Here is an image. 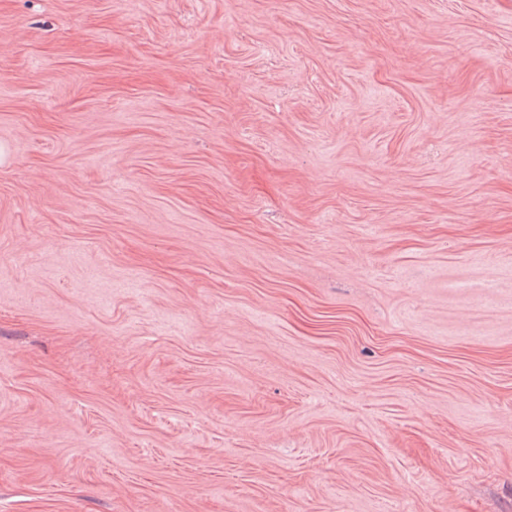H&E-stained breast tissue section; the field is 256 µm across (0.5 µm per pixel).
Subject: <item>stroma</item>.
Segmentation results:
<instances>
[{"label":"stroma","mask_w":512,"mask_h":512,"mask_svg":"<svg viewBox=\"0 0 512 512\" xmlns=\"http://www.w3.org/2000/svg\"><path fill=\"white\" fill-rule=\"evenodd\" d=\"M0 512H512V0H0Z\"/></svg>","instance_id":"stroma-1"}]
</instances>
